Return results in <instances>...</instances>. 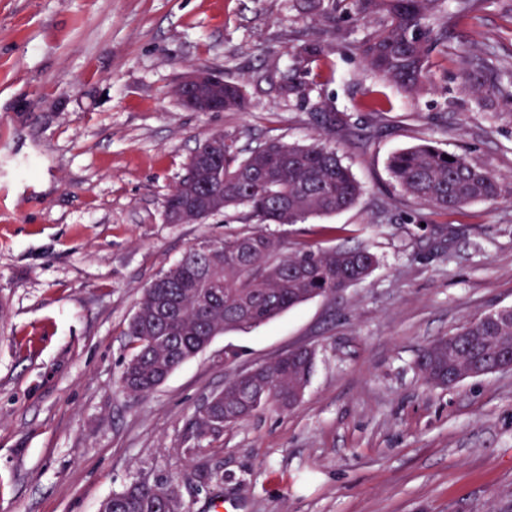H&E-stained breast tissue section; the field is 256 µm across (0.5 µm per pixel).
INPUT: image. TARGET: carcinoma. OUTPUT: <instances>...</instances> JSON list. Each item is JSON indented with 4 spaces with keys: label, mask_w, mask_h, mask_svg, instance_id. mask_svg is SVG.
<instances>
[{
    "label": "carcinoma",
    "mask_w": 512,
    "mask_h": 512,
    "mask_svg": "<svg viewBox=\"0 0 512 512\" xmlns=\"http://www.w3.org/2000/svg\"><path fill=\"white\" fill-rule=\"evenodd\" d=\"M445 0H301L302 8L319 21L335 19L344 6L376 24L359 44L373 75L382 82L413 93L430 82V57L445 47L447 29L436 25ZM479 91L490 97L503 93L499 79L484 61L473 63ZM224 98V110L242 111L243 86L224 81L205 90ZM325 127L310 145L266 141L244 154L234 137L213 133L202 140L186 168L195 170L165 199L164 215L171 224L185 218L203 219L229 207L246 209L256 227L210 239L191 249L145 288L130 317L126 336L131 354L123 364L120 386L135 396L150 394L161 378L202 352L227 330L249 329L315 297L328 298L367 279L378 260L366 246L331 249L301 246L281 253L266 224H297L310 215L328 216L355 204L362 185L335 148L328 144L336 131L349 130V115L331 109ZM451 160H446V157ZM389 172L401 192L433 211L447 213L474 201L512 199V178L505 179L465 155L431 144H419L391 156ZM512 333L469 320L456 331L474 343L450 351L452 337L426 345L417 362L424 379L440 385L456 367L475 361L480 368L495 365L498 337ZM263 387L230 382L224 399L205 406L195 419L199 435L217 421L232 426L264 410L267 400L287 402L306 385L310 356L290 351L270 365L256 367ZM99 512H186L181 498L163 500L155 485L135 481L112 493Z\"/></svg>",
    "instance_id": "obj_1"
}]
</instances>
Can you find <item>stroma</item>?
<instances>
[{
  "label": "stroma",
  "mask_w": 512,
  "mask_h": 512,
  "mask_svg": "<svg viewBox=\"0 0 512 512\" xmlns=\"http://www.w3.org/2000/svg\"><path fill=\"white\" fill-rule=\"evenodd\" d=\"M295 2L0 0V512H98L160 478L180 483L188 512L218 499L234 512H512V371L435 387L416 366L431 341L512 306V200L438 214L388 169L432 142L512 174V103L482 98L470 65L478 53L512 83V0H473L461 19L449 0L447 49L417 93L373 78L356 49L364 22L317 25ZM201 66L242 83L248 110H186L173 86ZM290 67L304 93L285 99ZM327 104L350 115L334 144L363 193L269 230L290 249L366 245L373 273L224 332L148 396L123 392L144 288L245 228L239 208L166 221L198 143L309 144ZM301 345L316 357L298 405L198 435L211 395Z\"/></svg>",
  "instance_id": "obj_1"
}]
</instances>
